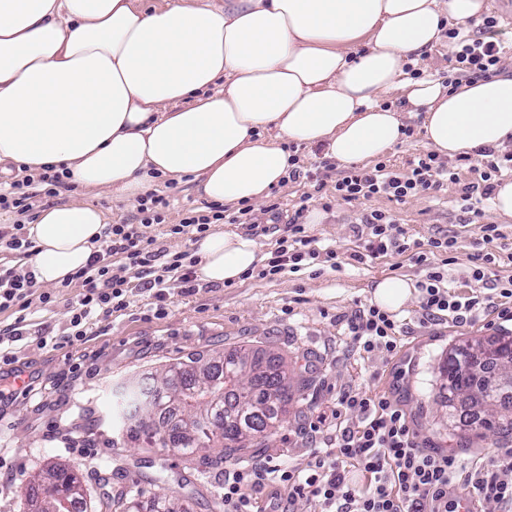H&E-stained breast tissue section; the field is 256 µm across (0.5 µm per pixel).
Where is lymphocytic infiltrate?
<instances>
[{
    "label": "lymphocytic infiltrate",
    "instance_id": "obj_1",
    "mask_svg": "<svg viewBox=\"0 0 512 512\" xmlns=\"http://www.w3.org/2000/svg\"><path fill=\"white\" fill-rule=\"evenodd\" d=\"M452 56L461 76L480 77L496 70L506 55L504 46L494 40L475 35H462L460 29L448 31ZM468 156L442 161L436 153L416 156L407 172L393 170L380 162L370 168L350 167L338 175L334 190L337 198L353 201L384 196L397 201L422 192L439 189L444 183H459L463 166L471 164ZM63 183L55 167L30 173L6 185H0V210H16L24 215L33 211L38 196L56 194ZM140 221H123L108 225L86 267L76 271L74 281L80 282L84 293L70 320L72 341H81L85 326L96 313L106 315L126 308V279L113 276L111 258L122 255L127 265L136 269L150 267L157 253L153 237L146 228L163 223L162 208L167 200L150 193L138 201ZM302 211H295L289 221V239L280 240L274 255L263 269V276L284 270L297 271L302 262L326 256L338 260L336 250L319 253L314 237L307 235L301 222ZM228 224H255L259 216L246 207L229 213L214 206L212 215H189L171 225L173 234L190 242H199L212 221ZM352 233L361 243L355 252L357 260L376 259L391 253H411L413 261L425 265V252H412L405 229L393 215L375 211L361 223L353 225ZM35 284L32 272L0 264V311L11 307L26 308L28 295ZM419 311L422 320L438 322L453 319L466 324L488 312L491 300L472 295L463 297L448 289V276L441 271L427 272L419 282ZM398 322L393 314L370 305L356 310L347 319L353 350L366 353L377 349L394 352L397 348ZM341 405L359 411L358 424L337 427L326 447L317 449L306 469L297 470L266 461H255L224 474V512H253V488H271L283 483L287 496L273 492L263 512H292L290 501L312 498L321 512H459L461 498L492 502L499 512H512V447L498 449L488 463L471 468L464 479H457L455 457L433 454L419 448L405 414L384 397H369L353 391L342 392ZM355 465L368 480L367 486L353 483L346 468Z\"/></svg>",
    "mask_w": 512,
    "mask_h": 512
}]
</instances>
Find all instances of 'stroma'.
Here are the masks:
<instances>
[{
    "label": "stroma",
    "mask_w": 512,
    "mask_h": 512,
    "mask_svg": "<svg viewBox=\"0 0 512 512\" xmlns=\"http://www.w3.org/2000/svg\"><path fill=\"white\" fill-rule=\"evenodd\" d=\"M298 154L304 168L319 170L324 189L312 182L285 181L271 189L266 202L272 210L263 215L261 223L239 224L235 230L256 242L262 258H270L301 204V195L310 192L313 198L307 206L322 213L323 221L307 225L306 231L320 246L340 253V268L318 259L302 265L300 271L266 278L254 273L232 284L200 281L190 294L175 285L160 302L154 291L144 288L143 276L116 256L112 273L127 279L129 305L110 316L93 318L83 340L72 344L66 336L72 309L83 293L81 283L32 288L30 314L21 336L0 346V353L12 360L10 371L0 373V382L10 383L18 370L33 384L31 392L0 408V477L10 479L8 485L0 486V512H26L24 485L35 468L47 463L64 464L81 475L90 494L88 512H104L103 494L118 499L138 489L146 510L152 506L154 492L161 489L175 501L191 497L193 512H212L213 500L223 494L226 470L253 460L306 468L312 459V425L336 416L344 422L357 421V412L340 408L337 400L339 391L349 388L385 397L401 408L426 451L455 455L468 467L494 455V438L464 439L450 434L448 405L436 386L438 368L454 344L467 338L500 336L494 313L465 325L449 321L425 325L419 321L417 302H410L396 314L402 332L389 357L379 351H351L346 319L356 309L372 304L373 285L380 278L402 277L416 284L431 266L444 269L448 286L456 293H487L492 280L475 279L470 260L479 226L497 225L510 244L512 223L499 222L488 204L480 223H471L458 203L463 185L475 179L467 171L461 172L459 184H445L433 194L403 201L375 196L348 202L333 194L336 165L317 149L302 147ZM155 191L171 200L164 223L147 230L156 239V249L196 257V245L167 233L166 227L179 223L185 210L207 213V201L197 196L188 177L159 179ZM76 200L91 202L115 222L132 223L138 215L136 204L69 184L59 187L54 196H41L38 203ZM374 210L397 219L410 241L427 252L428 266L415 264L405 254L353 260L358 243L351 227ZM447 236L455 240L451 252L430 250L431 239ZM449 256L454 259L450 265L445 262ZM46 291L55 298L49 307L40 302ZM241 346L274 348L310 380L266 446L227 457L222 467L203 472L183 458L164 459L158 449L119 438L106 422L116 383L176 361L206 358ZM162 465L172 473V480L160 486L151 484Z\"/></svg>",
    "instance_id": "1"
}]
</instances>
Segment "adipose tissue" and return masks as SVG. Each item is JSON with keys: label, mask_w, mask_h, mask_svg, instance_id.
Masks as SVG:
<instances>
[{"label": "adipose tissue", "mask_w": 512, "mask_h": 512, "mask_svg": "<svg viewBox=\"0 0 512 512\" xmlns=\"http://www.w3.org/2000/svg\"><path fill=\"white\" fill-rule=\"evenodd\" d=\"M487 0H0V164L66 170L67 183L131 201L192 177L201 199L262 202L291 146L348 166L377 160L423 117L440 156L512 147V72L461 82L407 76ZM399 103L385 104L391 93ZM108 217L89 203L42 208L28 233L36 284L84 267ZM199 280L233 283L255 241L198 243Z\"/></svg>", "instance_id": "1"}]
</instances>
